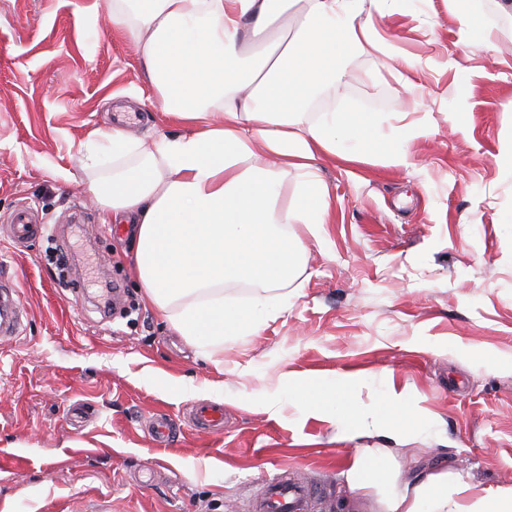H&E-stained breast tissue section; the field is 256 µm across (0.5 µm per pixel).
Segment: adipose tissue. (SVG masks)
Returning a JSON list of instances; mask_svg holds the SVG:
<instances>
[{
  "instance_id": "obj_1",
  "label": "adipose tissue",
  "mask_w": 512,
  "mask_h": 512,
  "mask_svg": "<svg viewBox=\"0 0 512 512\" xmlns=\"http://www.w3.org/2000/svg\"><path fill=\"white\" fill-rule=\"evenodd\" d=\"M291 0H113L95 14L97 27L120 32L144 69L162 111L183 131L143 138L122 130L92 131L85 164L111 160L112 174L88 191L103 223L129 224L134 268L144 298L182 335L203 345L257 335L283 316L307 251L293 232L306 225L321 237L330 215V189L315 164L319 155L349 163L385 159L412 164L408 144L417 126L386 125L378 112L349 103L325 105L346 74V61L380 35L363 14L367 4L399 0H304L307 20L295 38L274 25ZM298 171V204L282 202L289 170ZM248 283L249 303L225 297ZM339 373L323 386L283 371L260 395L223 382L205 391L226 402L279 412L335 406L346 441L382 437L439 440L438 416H419L388 373L371 383L381 409L360 410L344 395L355 382ZM351 500L374 496L378 512H512V485L475 494L448 465H404L386 448L356 449L342 470Z\"/></svg>"
}]
</instances>
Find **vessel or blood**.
I'll list each match as a JSON object with an SVG mask.
<instances>
[{
    "instance_id": "vessel-or-blood-1",
    "label": "vessel or blood",
    "mask_w": 512,
    "mask_h": 512,
    "mask_svg": "<svg viewBox=\"0 0 512 512\" xmlns=\"http://www.w3.org/2000/svg\"><path fill=\"white\" fill-rule=\"evenodd\" d=\"M10 236L17 246H25L39 236L42 226L34 210L21 206L9 216ZM23 307L15 298L11 288L0 289V341L17 336ZM190 426L197 432L220 434L224 431V409L222 406L201 405L194 407L188 415ZM324 491L321 484L307 477H291L284 473L265 475L259 494L250 503V512H313V502Z\"/></svg>"
}]
</instances>
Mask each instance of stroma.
<instances>
[{"label": "stroma", "mask_w": 512, "mask_h": 512, "mask_svg": "<svg viewBox=\"0 0 512 512\" xmlns=\"http://www.w3.org/2000/svg\"><path fill=\"white\" fill-rule=\"evenodd\" d=\"M112 0H0V279L27 308L0 343V512H246L264 473L325 482L316 512H346L341 471L355 453L328 410L224 408V432L183 418L218 380L267 386L293 370L314 383L364 375L355 406L379 400L368 378L446 423L445 444L403 456L459 461L482 487L512 482V0H475L483 33L460 38L455 0L374 17L393 52L417 61L391 75L373 47L350 56L337 102L420 124L413 164L318 163L331 222L288 311L256 336L199 354L146 304L131 231L103 223L80 188L89 132L171 134L122 35L97 30ZM21 204L43 225L19 248L1 226ZM180 425L166 444L153 414Z\"/></svg>", "instance_id": "1"}]
</instances>
